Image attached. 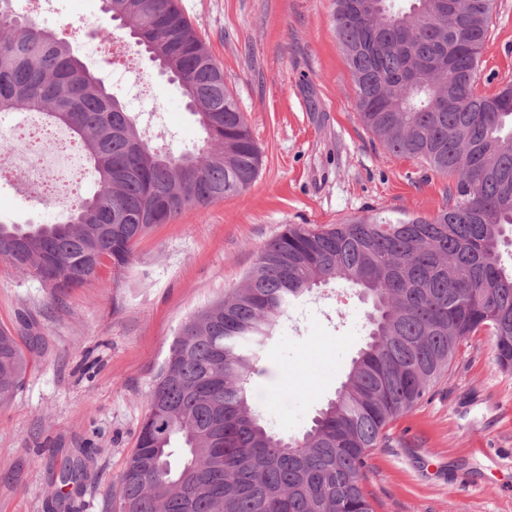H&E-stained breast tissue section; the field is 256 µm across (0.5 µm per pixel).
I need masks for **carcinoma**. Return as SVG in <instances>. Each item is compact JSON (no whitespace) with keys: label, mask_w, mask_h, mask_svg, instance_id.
I'll use <instances>...</instances> for the list:
<instances>
[{"label":"carcinoma","mask_w":512,"mask_h":512,"mask_svg":"<svg viewBox=\"0 0 512 512\" xmlns=\"http://www.w3.org/2000/svg\"><path fill=\"white\" fill-rule=\"evenodd\" d=\"M128 0H102L112 38ZM134 44L165 60L203 144L178 155L145 139L119 97L36 19L0 8V112H40L66 128L95 174L93 194L57 224H0V258L60 294L104 264L132 261L139 240L189 208L239 195L261 151L224 73L178 0H133ZM381 0L358 14L335 0L336 34L363 124L389 154L449 178L431 217L374 214L290 224L245 284L190 317L153 383L136 448L116 476L120 512H375L371 451L424 402L460 346L481 333L512 373V98L482 109L477 72L495 0L457 14L435 0ZM342 281L370 301L368 341L335 399L300 439L272 431L251 406L257 362L288 308ZM0 330V403L28 361Z\"/></svg>","instance_id":"obj_1"}]
</instances>
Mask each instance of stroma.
Listing matches in <instances>:
<instances>
[{"label": "stroma", "instance_id": "1", "mask_svg": "<svg viewBox=\"0 0 512 512\" xmlns=\"http://www.w3.org/2000/svg\"><path fill=\"white\" fill-rule=\"evenodd\" d=\"M244 113L262 154L242 194L154 226L121 276L101 267L52 295L0 261V328L33 340L28 369L0 405V512H61L52 475L83 464L68 512H113V478L136 446L147 395L182 324L240 287L260 251L290 224H336L362 214L433 215L448 180L390 155L362 123L333 20V0H179ZM101 0H52L42 25L74 20L73 45L105 76L148 142L166 151L203 134L176 83L145 55L132 81L106 77L96 49ZM512 76V0H497L477 90ZM66 209L32 188L0 181V220L50 224ZM369 308L356 289L329 284L288 310L258 364L254 410L277 433L301 437L336 395L367 338ZM277 394L265 396L266 385ZM365 486L376 512H512V373L494 363L486 335L460 347L427 400L389 426Z\"/></svg>", "mask_w": 512, "mask_h": 512}]
</instances>
